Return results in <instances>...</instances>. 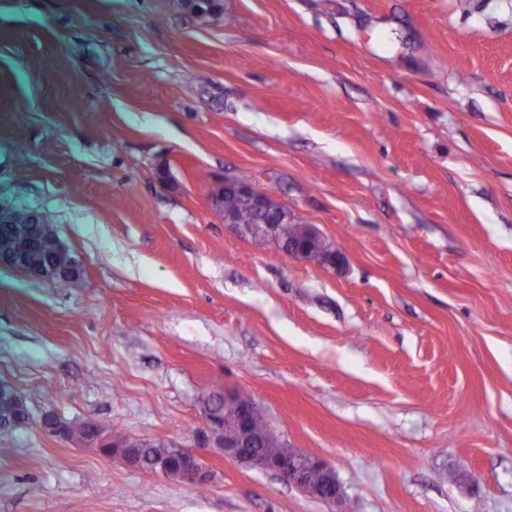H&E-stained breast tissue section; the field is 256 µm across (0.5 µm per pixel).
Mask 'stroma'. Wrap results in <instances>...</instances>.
I'll return each mask as SVG.
<instances>
[{
  "instance_id": "1",
  "label": "stroma",
  "mask_w": 512,
  "mask_h": 512,
  "mask_svg": "<svg viewBox=\"0 0 512 512\" xmlns=\"http://www.w3.org/2000/svg\"><path fill=\"white\" fill-rule=\"evenodd\" d=\"M0 0V205L78 280L0 266V512H336L213 455L205 488L50 437L188 446L245 393L346 512H512V0ZM169 184L159 187V171ZM248 173L333 269L211 210ZM43 226L35 238V251L38 257L51 256L57 251L56 233L47 218L42 216ZM6 396L0 397V432H13L21 428L27 427L30 422L20 413L15 411L11 402L8 400L9 395H15L14 403L23 413H27V406L22 399L16 396V393L9 387H6Z\"/></svg>"
}]
</instances>
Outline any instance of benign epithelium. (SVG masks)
<instances>
[{
  "label": "benign epithelium",
  "mask_w": 512,
  "mask_h": 512,
  "mask_svg": "<svg viewBox=\"0 0 512 512\" xmlns=\"http://www.w3.org/2000/svg\"><path fill=\"white\" fill-rule=\"evenodd\" d=\"M230 185L227 178L213 182L209 191V203L212 210L221 217V220L231 225L233 221L224 216V188ZM277 199L269 192L256 198V205L262 213L268 215V220L262 224V236L272 241L280 251L289 257L315 261L329 267L339 265L343 256L341 253L324 246L318 250L312 249L313 244L321 240L319 233L310 224L300 225L298 236L289 243L281 241L277 224L284 220L282 214L275 209L273 203ZM73 262L71 253L65 245H60V257L51 264L38 263L32 266L22 264L19 256L3 255L0 253V264L9 265L25 271L29 276L40 279H65L68 264ZM89 425L95 435L88 443L92 449L102 456L118 458L126 465L140 468V463L131 449L121 446L117 440H109L107 429L98 422L91 420ZM44 430L54 437L64 441L68 440L62 418L47 415L42 419ZM224 414L206 406L203 412L202 425L194 433V446L185 448L178 443L173 444L174 461L160 466L159 474L179 483L191 486H203L210 483L214 474L204 465V458L210 453H222L231 457L238 463L264 472H271L281 481L302 491L309 487V476L312 470L324 472L328 481L318 497L328 503L336 504L343 501L345 492L336 472L325 462L302 456L301 453L290 450L282 456L270 458H255L249 456L240 448L243 444L238 441L227 440L224 437Z\"/></svg>",
  "instance_id": "7a95c632"
}]
</instances>
